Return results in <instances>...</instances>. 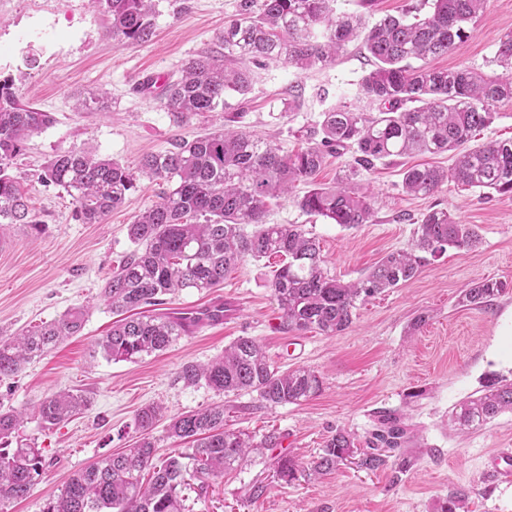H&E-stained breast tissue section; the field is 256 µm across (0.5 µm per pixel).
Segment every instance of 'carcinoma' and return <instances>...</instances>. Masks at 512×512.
Instances as JSON below:
<instances>
[{
    "label": "carcinoma",
    "mask_w": 512,
    "mask_h": 512,
    "mask_svg": "<svg viewBox=\"0 0 512 512\" xmlns=\"http://www.w3.org/2000/svg\"><path fill=\"white\" fill-rule=\"evenodd\" d=\"M92 2L105 7L117 42L143 44L152 39L156 0ZM335 2L237 0L236 18L224 25L221 36L224 58L208 53L192 57L179 79L163 85V104L181 125L224 111V97L230 92L246 96L252 83L250 62L282 59L306 70L335 61L347 43L358 41L373 59L360 83L361 94L379 102L382 110L368 117L345 105L334 106L321 114L310 133L313 142L293 154L224 127L144 155L139 174L163 180L170 188L128 225L135 250L102 288L112 311L126 314L98 342L106 359L132 361L166 350L189 327L174 313L148 314L144 309L186 288L218 287L246 257L279 259L269 287L284 328L330 336L350 327L357 302L413 279L431 257L450 248L472 251L481 241L477 225L434 209L420 219L408 248L386 255L359 280L346 283L328 274L318 241L302 225L265 223L268 201L297 183L310 184L297 198L300 209L348 229L373 223L371 198L357 178L390 157L459 151L448 170L407 168L402 185L411 196H430L448 181L512 195V138L467 146L474 132L493 123L495 104L512 99V34L498 43L499 75L429 65V59L450 53L468 37V24L483 11L485 0H432V12L422 19L410 22L387 14L370 26L358 14L336 12ZM52 122L49 113L17 99L9 80H0V225L25 224L41 231V221L29 209L12 168L28 139ZM340 149L351 150L352 160L336 185L313 183L326 155ZM137 175L116 160L74 148L49 159L41 180L63 188L76 201L81 223L99 224L125 203L136 188ZM191 218L196 222H189ZM508 288L512 283L474 281L461 290L458 304L481 308ZM85 318L83 307H73L51 322L1 337L0 377L20 373L49 347L80 333ZM178 380L186 386L203 381L225 396L255 393L269 405H298L322 388L311 369L277 370L257 341L245 336L207 364L183 365ZM88 403L81 393L56 392L39 403L38 418L49 429ZM160 410L153 404L142 407L135 417L140 436L133 447L74 472L44 512H184L183 459L192 460L195 476L204 481L224 476L253 449L282 447L274 432L255 443L245 432L224 429V405L217 404L171 418L168 436L191 443V448L160 460L152 436ZM504 412H512V382L492 378L480 395L459 404L454 421L469 429ZM22 421L23 413L0 410V507L27 498L46 471L42 449L16 435ZM406 435L398 415L379 411L360 465L370 471L389 469L399 478L409 461L393 459L392 452L403 447ZM353 448L352 435L337 430L310 462L308 475L337 470ZM276 472L290 482L297 478L298 463L283 455ZM470 493L463 487L451 490L441 512H468Z\"/></svg>",
    "instance_id": "carcinoma-1"
}]
</instances>
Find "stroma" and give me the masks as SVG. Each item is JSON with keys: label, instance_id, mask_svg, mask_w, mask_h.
I'll list each match as a JSON object with an SVG mask.
<instances>
[{"label": "stroma", "instance_id": "obj_1", "mask_svg": "<svg viewBox=\"0 0 512 512\" xmlns=\"http://www.w3.org/2000/svg\"><path fill=\"white\" fill-rule=\"evenodd\" d=\"M236 3L159 0L152 40L120 44L108 15L91 0H0V79L11 78L21 102L55 118L30 138L12 169L44 229L37 234L8 224L0 230L8 243L0 250V337L57 319L73 306L88 310L79 335L34 359L20 374L0 379V410L24 411L20 434L42 448L48 462L30 496L7 504L6 512H43L72 472L131 445L141 407L164 408L152 436L158 456L165 458L185 450L167 436L170 417L218 402L224 405L225 429L257 439L275 430L283 443L252 453L208 484L186 477L185 512H440L449 490L459 486L472 491L469 512H512V483L495 481L485 471L490 455L512 448V412L464 431L453 421L456 406L488 379L512 380V291L482 310L457 303L471 282H512V196L483 198L448 182L433 195L415 197L401 186L406 168L447 169L452 153L394 157L362 173L359 183L373 193L375 217L357 229L307 215L286 194L271 202L268 223L303 225L318 241L330 274L346 282L407 248L415 222L428 210L445 209L478 226L477 249H451L432 259L412 280L358 306L342 333L285 329L269 287L274 262L247 258L220 287L188 288L162 306L183 312L224 298L238 306L231 321L194 328L167 350L134 361L96 354V341L114 320L101 289L134 249L127 226L167 185L139 179L123 206L102 223L84 224L75 217L72 197L41 181L51 156L82 148L133 167L142 155L222 128L229 118L236 129L291 152L304 147L306 131L332 106L345 103L371 116L379 111L377 102L359 92L371 61L353 43L326 67L299 71L282 61L252 65L247 97L227 96L224 111L175 125L157 93L140 85L150 75L178 78L188 59L220 52ZM507 33H512V0H487L468 37L430 64L499 74L494 57ZM96 89L105 91L108 111L83 108ZM292 98L298 106L289 112L285 106ZM421 313L428 323L410 332ZM241 336L256 339L278 370L317 372L323 380L319 394L299 405L269 406L254 393L224 397L205 384L186 387L178 381L183 364L221 355ZM63 390L87 393L89 408L57 427H43L35 407ZM383 409L399 412L410 432L403 452L411 465L399 480H392L390 471L372 473L353 463L317 480L302 473L289 483L278 480L274 461L280 454L308 464L339 429L364 443L376 411Z\"/></svg>", "mask_w": 512, "mask_h": 512}]
</instances>
